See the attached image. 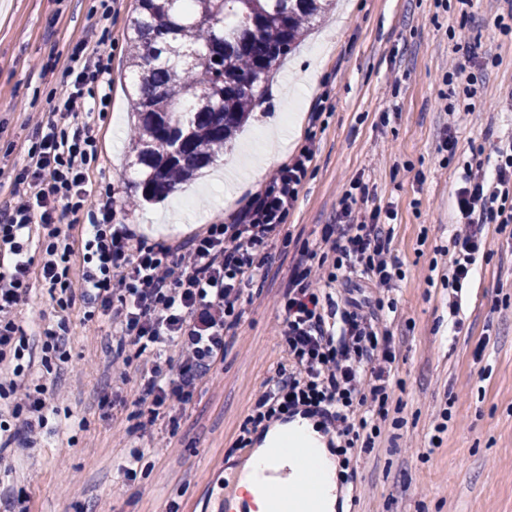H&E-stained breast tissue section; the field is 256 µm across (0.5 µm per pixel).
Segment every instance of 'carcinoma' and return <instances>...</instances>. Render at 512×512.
I'll return each mask as SVG.
<instances>
[{
  "instance_id": "carcinoma-1",
  "label": "carcinoma",
  "mask_w": 512,
  "mask_h": 512,
  "mask_svg": "<svg viewBox=\"0 0 512 512\" xmlns=\"http://www.w3.org/2000/svg\"><path fill=\"white\" fill-rule=\"evenodd\" d=\"M132 153L145 201L231 142L270 73L334 0H135Z\"/></svg>"
}]
</instances>
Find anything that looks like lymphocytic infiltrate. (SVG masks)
I'll return each mask as SVG.
<instances>
[{
  "label": "lymphocytic infiltrate",
  "mask_w": 512,
  "mask_h": 512,
  "mask_svg": "<svg viewBox=\"0 0 512 512\" xmlns=\"http://www.w3.org/2000/svg\"><path fill=\"white\" fill-rule=\"evenodd\" d=\"M71 89L54 111L81 118L74 129L36 121L25 166L15 176L10 202L0 207V363L12 377L0 382V451L37 448L44 440L54 385L34 376L35 364L67 363V319L41 328L29 340L17 321L34 284L47 288L59 311L83 303L87 318L112 322V358L122 367L116 382L143 358L147 375L133 400L136 432L151 435L156 422L186 408L224 362L244 311L246 287L264 281L270 249L286 233L300 189L314 159L303 144L249 194L232 223L207 224L183 240L155 241L133 225L115 221L111 194L92 197L90 171L102 147L86 117L112 105L111 94L92 86L112 73V57L93 45L72 59ZM492 170L466 162L455 191L457 228L448 285L462 290L484 252L490 227L512 225V142L497 147ZM345 191L337 222L293 269L279 300L280 345L286 362L258 396L251 427L296 415L321 417L337 440L343 466L364 431L378 433L388 399V381L399 353L380 326L381 294L402 273L392 256V206L354 212ZM98 214L88 223L86 209ZM72 215L62 223L61 214ZM80 277H72L74 260ZM366 280L374 300L335 302L336 284Z\"/></svg>",
  "instance_id": "1"
}]
</instances>
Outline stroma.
<instances>
[{
    "mask_svg": "<svg viewBox=\"0 0 512 512\" xmlns=\"http://www.w3.org/2000/svg\"><path fill=\"white\" fill-rule=\"evenodd\" d=\"M109 10L93 25L92 13ZM133 0H0V203L27 159L33 112H50L70 81L78 37L93 32L112 54V109L93 115L102 154L93 192L131 198L139 179L127 132L135 73L127 64ZM505 0H340L271 75L243 131L180 194L118 212L151 237L182 239L232 221L265 162L281 165L304 144L308 112L323 84L332 92L314 139L315 157L276 242L265 281L245 291V315L224 362L177 424L158 421L135 484L120 472L130 445L132 405L104 406L112 392V324L84 321L75 304L69 369L42 447L0 462V482L26 488L30 512H217L230 476L250 460L236 448L261 386L283 354L275 301L305 244L335 223L360 179L370 203L398 213L393 254L405 277L388 296L383 327L400 359L387 416L372 448L352 460L355 478L336 486L335 512H512V226L489 230L486 253L460 299L454 331L448 271L454 193L474 148L492 154L512 141V35L495 20ZM459 61L477 79L470 113L455 127V156L438 149ZM449 413L441 444L434 426Z\"/></svg>",
    "mask_w": 512,
    "mask_h": 512,
    "instance_id": "1",
    "label": "stroma"
}]
</instances>
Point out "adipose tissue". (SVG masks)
I'll use <instances>...</instances> for the list:
<instances>
[{
    "label": "adipose tissue",
    "instance_id": "adipose-tissue-1",
    "mask_svg": "<svg viewBox=\"0 0 512 512\" xmlns=\"http://www.w3.org/2000/svg\"><path fill=\"white\" fill-rule=\"evenodd\" d=\"M289 468L296 479L294 488H302L306 478L315 481V492L306 501L309 512H332L336 496L335 465L330 452L319 440L309 421L287 424L274 430L248 463L249 472L241 487L253 497H261L263 487L256 481L259 473L271 468Z\"/></svg>",
    "mask_w": 512,
    "mask_h": 512
}]
</instances>
